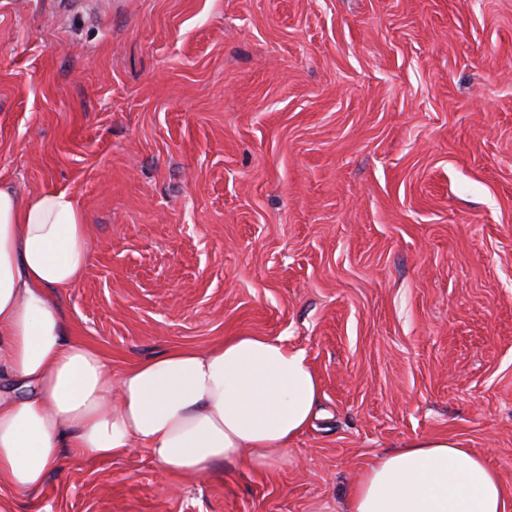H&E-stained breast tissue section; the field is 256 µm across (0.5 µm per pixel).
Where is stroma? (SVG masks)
I'll return each mask as SVG.
<instances>
[{
	"mask_svg": "<svg viewBox=\"0 0 512 512\" xmlns=\"http://www.w3.org/2000/svg\"><path fill=\"white\" fill-rule=\"evenodd\" d=\"M0 179L91 226L113 373L283 339L323 418L198 479L63 459L10 512H346L424 436L512 491V0H0Z\"/></svg>",
	"mask_w": 512,
	"mask_h": 512,
	"instance_id": "stroma-1",
	"label": "stroma"
}]
</instances>
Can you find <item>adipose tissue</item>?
I'll use <instances>...</instances> for the list:
<instances>
[{"label":"adipose tissue","instance_id":"ef3b65f1","mask_svg":"<svg viewBox=\"0 0 512 512\" xmlns=\"http://www.w3.org/2000/svg\"><path fill=\"white\" fill-rule=\"evenodd\" d=\"M90 236L73 194L20 193L0 180V488L39 494L68 455L148 451L164 474L199 477L288 447L319 414L305 352L265 336L173 348L113 374L70 337L61 291L82 276ZM506 488L457 442L421 437L383 455L348 512H505Z\"/></svg>","mask_w":512,"mask_h":512}]
</instances>
